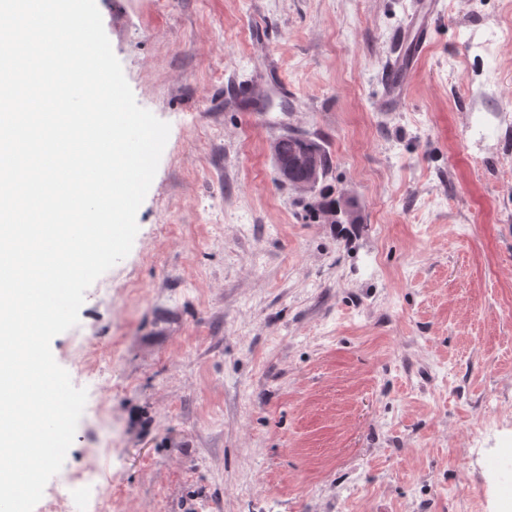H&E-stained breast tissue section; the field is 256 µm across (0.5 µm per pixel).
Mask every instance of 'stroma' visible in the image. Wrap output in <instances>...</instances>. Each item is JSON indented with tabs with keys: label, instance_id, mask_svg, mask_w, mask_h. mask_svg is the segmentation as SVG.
Masks as SVG:
<instances>
[{
	"label": "stroma",
	"instance_id": "obj_1",
	"mask_svg": "<svg viewBox=\"0 0 512 512\" xmlns=\"http://www.w3.org/2000/svg\"><path fill=\"white\" fill-rule=\"evenodd\" d=\"M96 3L170 135L51 342L88 393L63 471L111 474L104 512H512V0H443L390 109L411 0ZM289 131L362 223L281 185ZM76 351L80 355V370L88 376H94L97 361L102 353L95 347L93 340L87 337H80L76 343Z\"/></svg>",
	"mask_w": 512,
	"mask_h": 512
}]
</instances>
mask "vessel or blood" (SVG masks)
I'll use <instances>...</instances> for the list:
<instances>
[{
	"label": "vessel or blood",
	"instance_id": "1",
	"mask_svg": "<svg viewBox=\"0 0 512 512\" xmlns=\"http://www.w3.org/2000/svg\"><path fill=\"white\" fill-rule=\"evenodd\" d=\"M441 17L440 0H414L402 29L401 46L385 70L386 106H394L405 95L416 65L430 41L431 30Z\"/></svg>",
	"mask_w": 512,
	"mask_h": 512
}]
</instances>
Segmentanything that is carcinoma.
I'll use <instances>...</instances> for the list:
<instances>
[{
	"label": "carcinoma",
	"instance_id": "obj_1",
	"mask_svg": "<svg viewBox=\"0 0 512 512\" xmlns=\"http://www.w3.org/2000/svg\"><path fill=\"white\" fill-rule=\"evenodd\" d=\"M273 152L275 160L285 167L283 182L297 190L307 181L309 162H318L316 187L324 183L331 169V156L324 146L302 134L288 132L280 135L273 143ZM314 209L335 224L361 223L356 202L351 198L334 197L328 189L320 190Z\"/></svg>",
	"mask_w": 512,
	"mask_h": 512
}]
</instances>
